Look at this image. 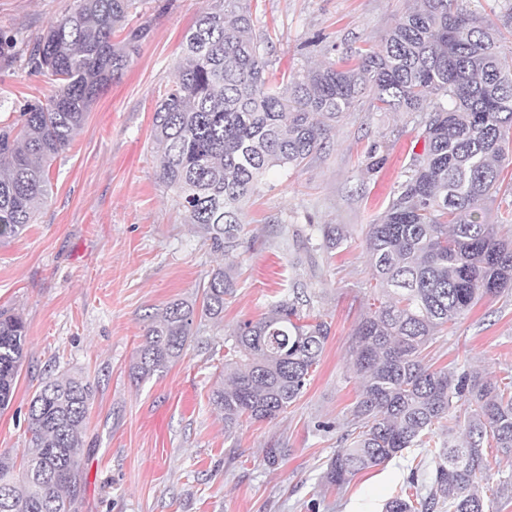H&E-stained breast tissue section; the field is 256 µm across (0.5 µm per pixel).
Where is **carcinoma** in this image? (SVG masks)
<instances>
[{"label": "carcinoma", "mask_w": 512, "mask_h": 512, "mask_svg": "<svg viewBox=\"0 0 512 512\" xmlns=\"http://www.w3.org/2000/svg\"><path fill=\"white\" fill-rule=\"evenodd\" d=\"M146 4L76 0L32 43L0 32L1 68L19 65L56 83L53 95L25 101L15 122L0 126V240L22 234L47 202L51 165L148 36L149 21L133 22ZM116 32L124 33L119 41ZM270 43L247 0H214L199 16L153 115L159 179L211 249L226 253L237 249L242 206L266 174L304 166L363 97L384 110L426 113L423 153L413 155L369 228L373 303L350 350L363 387L322 481L341 486L408 448H426L433 472L421 478L412 469L384 512H484L480 481L512 458V380L435 368L426 350L481 300L512 288V241L478 218L501 190H512L501 177L512 146V66L500 32L458 0H407L378 47L351 51L355 65L328 63L289 79L284 91L266 78ZM322 237L327 249L347 241L330 224ZM234 291L224 269L208 272L201 314L220 317ZM308 303L296 287L233 332L224 355L229 385L211 395L226 429L244 418L273 420L303 394L330 335L322 316L303 312ZM195 316L194 304L173 302L152 318L134 378L162 374L182 357ZM25 345L23 320L1 311L0 410L13 397ZM93 398L82 376L42 382L29 404L21 460L0 454V512H71ZM459 401L463 442L448 426ZM486 444L497 449L492 461Z\"/></svg>", "instance_id": "cac0c4a2"}]
</instances>
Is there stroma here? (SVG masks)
<instances>
[{
	"mask_svg": "<svg viewBox=\"0 0 512 512\" xmlns=\"http://www.w3.org/2000/svg\"><path fill=\"white\" fill-rule=\"evenodd\" d=\"M75 0H0V30L35 41ZM213 0H151V31L122 77L93 105L50 168L52 185L34 224L0 242V309L22 317L26 357L13 399L0 411V452L22 456L26 413L40 382L79 373L94 385L72 512H382L412 468L431 471L422 449L403 451L342 488L320 476L340 446L361 380L349 365L353 330L371 299L367 232L412 155L424 148V116L388 112L363 98L337 119L324 150L297 170L269 176L243 207L240 246L224 255L186 222L159 179L153 114L174 78L184 34ZM271 35L266 76L294 75L378 43L404 0H249ZM42 75L0 69V125L11 106L47 98ZM386 159L367 171L371 147ZM332 224L349 237L322 246ZM224 267L236 283L221 320L196 317L183 358L139 382L131 366L149 315L200 301L205 274ZM307 290L331 325L302 396L276 419L225 432L209 400L224 379L234 329L292 287ZM434 366L512 377V294L481 301L436 336ZM285 449L277 466L265 451Z\"/></svg>",
	"mask_w": 512,
	"mask_h": 512,
	"instance_id": "obj_1",
	"label": "stroma"
}]
</instances>
